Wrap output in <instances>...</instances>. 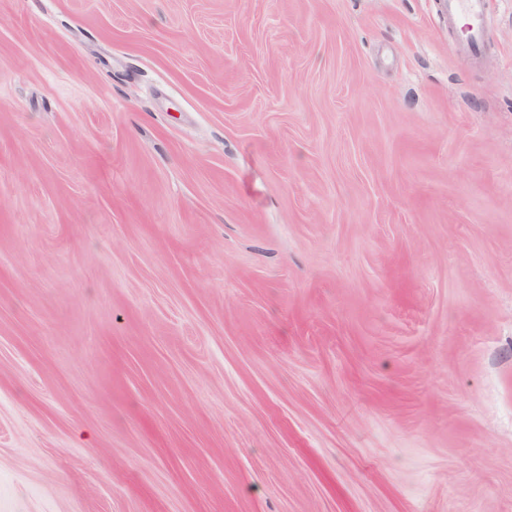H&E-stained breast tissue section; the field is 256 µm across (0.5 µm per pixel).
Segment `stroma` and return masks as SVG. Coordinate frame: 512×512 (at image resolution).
<instances>
[{"label":"stroma","mask_w":512,"mask_h":512,"mask_svg":"<svg viewBox=\"0 0 512 512\" xmlns=\"http://www.w3.org/2000/svg\"><path fill=\"white\" fill-rule=\"evenodd\" d=\"M0 0V512H512V0ZM487 0H444L443 13L449 22L462 20L467 27L464 43L460 50L477 56L484 48V19Z\"/></svg>","instance_id":"1"}]
</instances>
